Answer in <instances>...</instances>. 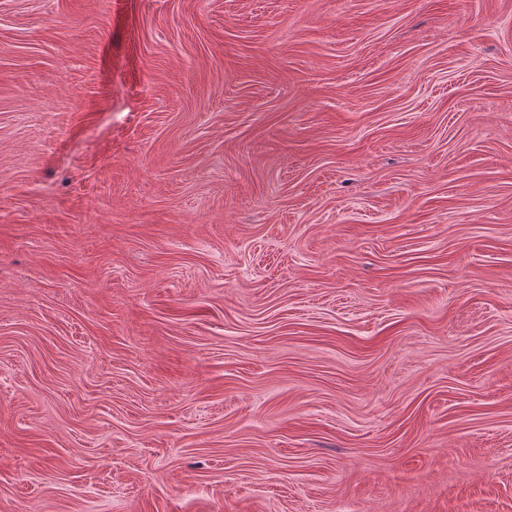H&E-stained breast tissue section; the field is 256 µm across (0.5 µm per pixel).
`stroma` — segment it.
Segmentation results:
<instances>
[{"label":"stroma","mask_w":512,"mask_h":512,"mask_svg":"<svg viewBox=\"0 0 512 512\" xmlns=\"http://www.w3.org/2000/svg\"><path fill=\"white\" fill-rule=\"evenodd\" d=\"M0 512H512V0H0Z\"/></svg>","instance_id":"1"}]
</instances>
